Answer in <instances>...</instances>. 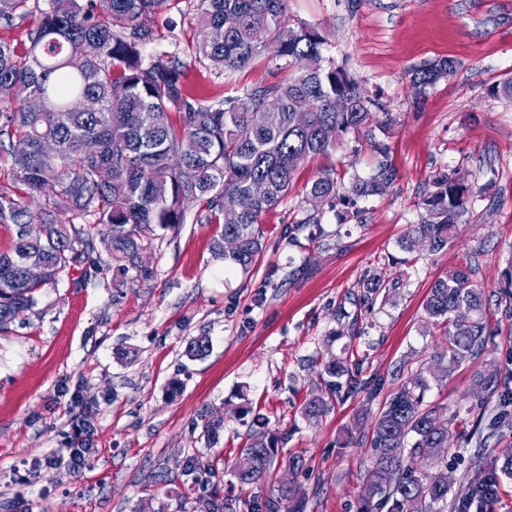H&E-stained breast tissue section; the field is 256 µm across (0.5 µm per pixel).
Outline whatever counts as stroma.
I'll list each match as a JSON object with an SVG mask.
<instances>
[{
    "label": "stroma",
    "instance_id": "obj_1",
    "mask_svg": "<svg viewBox=\"0 0 512 512\" xmlns=\"http://www.w3.org/2000/svg\"><path fill=\"white\" fill-rule=\"evenodd\" d=\"M151 23L156 49L175 53L193 95L234 97L281 76L264 58L221 76L200 66L192 0H173ZM301 23L382 111L300 166L261 218L265 248L250 270L225 268L213 249L222 227L197 223L198 201L186 224L149 246L151 280L118 288L111 273L77 266L0 330V512H210L213 486L230 480L259 421L284 437L267 485L297 486L305 512H359L370 424L398 387L396 370L414 374L445 346L423 303L459 265L485 291L492 336L482 355L431 383L425 402L469 410L482 436L449 456L454 482L474 457L499 464L512 455V424L475 386L480 373L512 382V301L503 294L512 278V99L493 91L512 77V0H288L289 27ZM444 58L455 62L451 75L413 83L415 70ZM377 141L396 171L384 193L350 208L338 198L312 207L308 189L322 170H334L339 194L376 172ZM450 172L473 186L469 223L443 250H403L423 199ZM313 212L320 223L296 229ZM374 276L381 292L360 307ZM200 336L210 350L189 359ZM351 355L362 378L380 381L375 399L330 395L310 365ZM315 395L330 410L310 423L302 407ZM217 417L224 427L207 437L203 425ZM347 431L355 442L344 448ZM78 434L91 446L85 465L45 468ZM294 456L302 470L290 468Z\"/></svg>",
    "mask_w": 512,
    "mask_h": 512
}]
</instances>
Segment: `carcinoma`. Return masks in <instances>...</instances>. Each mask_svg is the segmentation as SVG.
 Returning <instances> with one entry per match:
<instances>
[{
	"label": "carcinoma",
	"mask_w": 512,
	"mask_h": 512,
	"mask_svg": "<svg viewBox=\"0 0 512 512\" xmlns=\"http://www.w3.org/2000/svg\"><path fill=\"white\" fill-rule=\"evenodd\" d=\"M30 0H0V23L25 19ZM170 0H46L40 20L28 32L20 57L0 43V86L20 83L44 102L31 112L21 101L0 96V149L23 154L19 192L0 187V224L11 225V251L0 253V329L37 304V293L75 266L87 263L83 226L108 227L104 241L116 286L153 278L139 262L155 228L174 230L186 221L188 203L203 200L200 222L222 221L216 254L224 265L248 270L262 253L255 230L263 213L288 194L306 160L326 156L348 134L369 124L380 104L362 93L348 73L322 54L317 30L301 24L285 40L288 0H194L200 41L199 62L217 73L241 69L261 57L292 67L288 77L246 87L236 98L191 97L182 81L180 61L170 53L144 56L156 41L149 24ZM444 60L413 74L421 86L451 74ZM179 111V124L170 110ZM58 143L53 156L40 143ZM396 173L381 163L377 174L353 182L352 197L379 195ZM336 196V181L324 171L309 197ZM472 186L453 173L436 181L423 205L420 223L410 227L402 247L412 251L445 248L456 227L472 213ZM62 214L72 216L66 224ZM46 270L28 280L24 266ZM431 324L444 325L447 345L430 358L426 371L440 381L448 372L487 348L489 322L483 288L470 269L453 268L438 277L423 305ZM320 375L332 394L346 383L372 399L380 383L359 379L360 363L330 357ZM346 382H341V379ZM427 380L407 378L383 404L368 443L373 451L361 512L375 506L388 512H444L453 494L457 512H469L512 475V457L502 466L473 460L474 474L458 488L448 483V444L456 416L424 403ZM327 410L320 396L309 399L303 414L315 421ZM280 437L250 434L248 452L232 472L238 490L256 485L279 452ZM434 469L431 474L423 468ZM304 512V499L288 486L248 499L224 493L212 512Z\"/></svg>",
	"instance_id": "obj_1"
}]
</instances>
